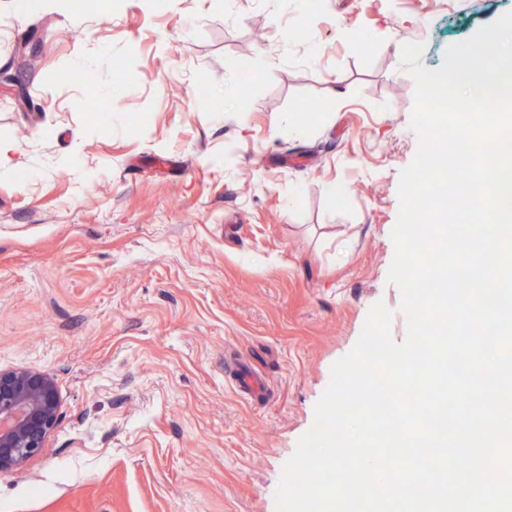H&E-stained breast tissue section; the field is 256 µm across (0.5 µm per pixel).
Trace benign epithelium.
<instances>
[{"label":"benign epithelium","mask_w":512,"mask_h":512,"mask_svg":"<svg viewBox=\"0 0 512 512\" xmlns=\"http://www.w3.org/2000/svg\"><path fill=\"white\" fill-rule=\"evenodd\" d=\"M61 400L47 373L0 370V472L23 467L37 455L60 420Z\"/></svg>","instance_id":"obj_1"}]
</instances>
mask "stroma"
Instances as JSON below:
<instances>
[{
	"instance_id": "1",
	"label": "stroma",
	"mask_w": 512,
	"mask_h": 512,
	"mask_svg": "<svg viewBox=\"0 0 512 512\" xmlns=\"http://www.w3.org/2000/svg\"><path fill=\"white\" fill-rule=\"evenodd\" d=\"M316 2L293 38L298 0H59L20 22L0 0V370L61 396L0 512H276L373 304L405 340L401 47L439 68L512 0ZM27 33L32 68H9ZM242 364L262 395H238Z\"/></svg>"
}]
</instances>
